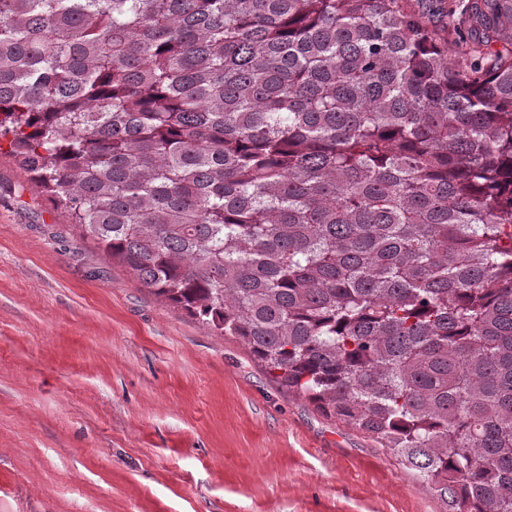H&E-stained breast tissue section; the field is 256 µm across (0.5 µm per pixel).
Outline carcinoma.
<instances>
[{"label": "carcinoma", "mask_w": 512, "mask_h": 512, "mask_svg": "<svg viewBox=\"0 0 512 512\" xmlns=\"http://www.w3.org/2000/svg\"><path fill=\"white\" fill-rule=\"evenodd\" d=\"M0 0V140L107 256L512 512V5Z\"/></svg>", "instance_id": "obj_1"}]
</instances>
